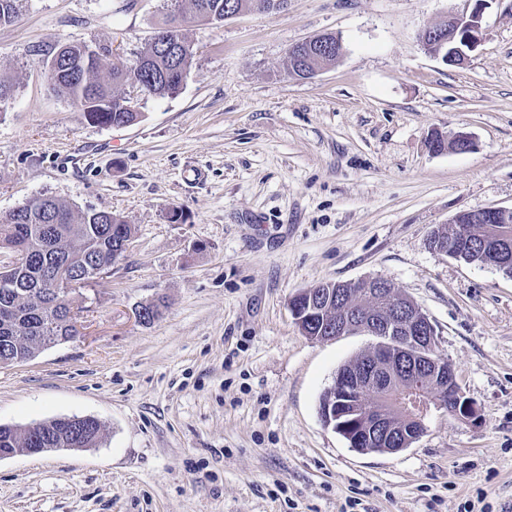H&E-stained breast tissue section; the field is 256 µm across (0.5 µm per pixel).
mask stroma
Masks as SVG:
<instances>
[{"label":"stroma","instance_id":"obj_1","mask_svg":"<svg viewBox=\"0 0 512 512\" xmlns=\"http://www.w3.org/2000/svg\"><path fill=\"white\" fill-rule=\"evenodd\" d=\"M17 5L0 26L17 81L0 109V215L45 194L134 234L106 278L69 294L78 336L0 366V424L104 425L97 447L0 460V512H512V275L426 244L460 211L512 207V0H486L461 67L419 34L469 0H288L196 23L180 93L140 97L119 128L52 91L46 62L107 44V76L171 0ZM324 32L342 56L291 75L289 49ZM460 135L469 151L452 148ZM368 277L428 315L478 422L435 410L396 454L324 424L322 395L374 339L305 336L290 300Z\"/></svg>","mask_w":512,"mask_h":512}]
</instances>
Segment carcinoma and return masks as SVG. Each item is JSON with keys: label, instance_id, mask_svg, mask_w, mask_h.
I'll return each mask as SVG.
<instances>
[{"label": "carcinoma", "instance_id": "cac0c4a2", "mask_svg": "<svg viewBox=\"0 0 512 512\" xmlns=\"http://www.w3.org/2000/svg\"><path fill=\"white\" fill-rule=\"evenodd\" d=\"M187 9L177 6L175 30L159 28L151 40L128 64L111 66L108 79L98 75L100 57L91 47L66 44L56 64L49 67L50 87L65 95L92 123L111 127L134 123L140 113L130 109L131 98L116 92L129 86L151 97H170L181 90L194 57L193 46L182 28L195 23L224 21V4L235 11L255 10L254 0H184ZM512 231V224H484L474 231L471 251L465 261L476 263L498 232ZM132 226L106 211L74 212L51 196H36L0 218V244L12 250L21 248L33 257L32 270L21 279H31L45 264H66L72 271L83 270L88 258L114 264L122 257L124 242L131 240ZM23 287L0 280V349L9 350L10 358L25 363L39 350L79 334L73 319H63L62 305L55 300H26ZM336 313V300L314 310L308 324L309 336L319 333ZM67 425L62 419L34 422L24 427L0 425V449L55 448L58 434ZM103 435V425L95 420L73 436L72 448H94Z\"/></svg>", "mask_w": 512, "mask_h": 512}]
</instances>
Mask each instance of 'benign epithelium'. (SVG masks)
I'll return each mask as SVG.
<instances>
[{
	"mask_svg": "<svg viewBox=\"0 0 512 512\" xmlns=\"http://www.w3.org/2000/svg\"><path fill=\"white\" fill-rule=\"evenodd\" d=\"M483 2L474 0L470 12L450 14L424 27L419 35L422 46L429 51L446 43L448 55L443 61L464 65L482 39ZM335 44L340 46L342 41H331L327 33L300 43L301 53L312 64L310 75L319 71L321 55L330 52ZM510 216L512 207L463 211L454 217L453 223L470 220L482 224L496 218L506 224ZM509 264H512V235L505 233L487 249L484 265L502 269ZM108 273L109 267L97 262L87 265L86 273L79 275L60 266L45 273L31 294L47 292L64 303L70 291L83 280L102 279ZM355 286L372 294H383L389 288L388 282L379 277L364 278ZM328 331L330 340L353 333L399 336L401 345L395 351L376 347L373 366H352L336 376V405L324 407L322 416L325 424L346 437L353 446L366 441L383 445L381 451L388 454L405 450L426 432L427 420L440 408L438 392L447 389L448 382L455 379L448 360L436 353L435 330L429 317L412 299L401 295L393 301L390 313L381 316L344 306ZM400 383L411 397L395 417L376 395L382 386Z\"/></svg>",
	"mask_w": 512,
	"mask_h": 512,
	"instance_id": "1",
	"label": "benign epithelium"
}]
</instances>
